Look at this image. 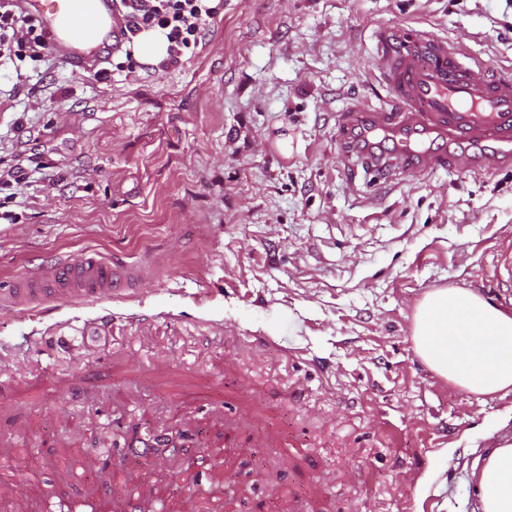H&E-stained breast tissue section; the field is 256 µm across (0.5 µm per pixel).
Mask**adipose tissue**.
<instances>
[{
    "mask_svg": "<svg viewBox=\"0 0 512 512\" xmlns=\"http://www.w3.org/2000/svg\"><path fill=\"white\" fill-rule=\"evenodd\" d=\"M412 342L452 386L477 396L512 393V310L471 291L437 288L414 315ZM470 475L480 512H512V444L477 453Z\"/></svg>",
    "mask_w": 512,
    "mask_h": 512,
    "instance_id": "1",
    "label": "adipose tissue"
}]
</instances>
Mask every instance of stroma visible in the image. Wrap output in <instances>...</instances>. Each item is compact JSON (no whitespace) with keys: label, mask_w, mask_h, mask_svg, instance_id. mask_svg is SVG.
I'll return each instance as SVG.
<instances>
[{"label":"stroma","mask_w":512,"mask_h":512,"mask_svg":"<svg viewBox=\"0 0 512 512\" xmlns=\"http://www.w3.org/2000/svg\"><path fill=\"white\" fill-rule=\"evenodd\" d=\"M392 26L512 72V0H224L176 69L99 83L55 57L19 87L0 67V168H52L0 205V290L87 251L145 280L98 303H0V512L59 492L183 512L185 457L212 492L200 512H225L223 483L249 512L248 468L309 512H477L469 451L512 439V393L455 389L411 327L431 289L512 293L493 283L512 166L345 168L336 118L388 101ZM131 420L188 440L133 454ZM290 438L314 454L292 472Z\"/></svg>","instance_id":"1"}]
</instances>
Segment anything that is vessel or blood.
<instances>
[{"label":"vessel or blood","instance_id":"vessel-or-blood-1","mask_svg":"<svg viewBox=\"0 0 512 512\" xmlns=\"http://www.w3.org/2000/svg\"><path fill=\"white\" fill-rule=\"evenodd\" d=\"M38 19L53 52L73 71L100 58L108 37L121 26L114 0H85L95 21L91 35H77L68 0H15ZM387 104H353L337 116V139L344 164L364 161L390 177L436 170L486 172L512 164V75L475 72L458 46L420 32L403 40L399 31L380 34ZM142 281L98 254L56 260L40 272L15 280L7 291L12 307L30 309L54 300H103ZM92 502L59 495L45 512H94Z\"/></svg>","mask_w":512,"mask_h":512}]
</instances>
